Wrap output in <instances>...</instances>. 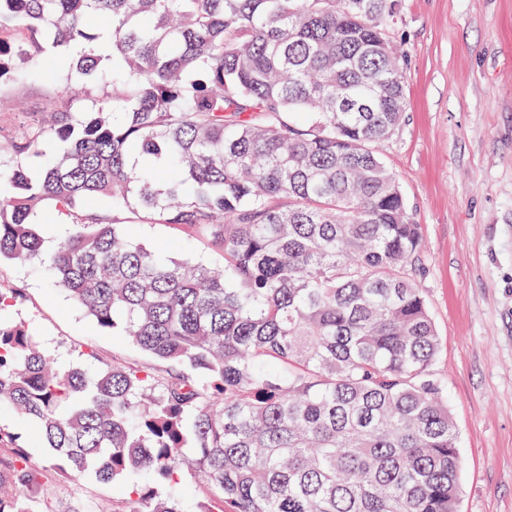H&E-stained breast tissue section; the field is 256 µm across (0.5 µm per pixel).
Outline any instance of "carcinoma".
Here are the masks:
<instances>
[{
  "label": "carcinoma",
  "mask_w": 512,
  "mask_h": 512,
  "mask_svg": "<svg viewBox=\"0 0 512 512\" xmlns=\"http://www.w3.org/2000/svg\"><path fill=\"white\" fill-rule=\"evenodd\" d=\"M395 0H0V85L49 54L85 78L105 44L116 92L73 88L0 153V259L33 264L160 368L60 369L9 317L0 402L52 450L0 429V512H85L53 480L122 481L119 512H457V429L427 301L420 227L374 150L407 108L385 33ZM63 149L44 158L40 143ZM112 199V217L79 210ZM47 203L73 217L48 250ZM224 265L165 256L122 211Z\"/></svg>",
  "instance_id": "1"
}]
</instances>
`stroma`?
Segmentation results:
<instances>
[{"instance_id": "stroma-1", "label": "stroma", "mask_w": 512, "mask_h": 512, "mask_svg": "<svg viewBox=\"0 0 512 512\" xmlns=\"http://www.w3.org/2000/svg\"><path fill=\"white\" fill-rule=\"evenodd\" d=\"M390 37L406 58L407 109L376 150L421 227L422 288L440 338L434 366L461 453L458 512H512V0H398ZM60 76L44 59L0 86V141L32 124ZM130 235L206 263L223 256L133 219ZM20 289L13 310L62 365L95 350L102 365L151 359L121 331L100 330L30 265H0ZM65 502L110 512L125 488L86 475L55 485Z\"/></svg>"}]
</instances>
